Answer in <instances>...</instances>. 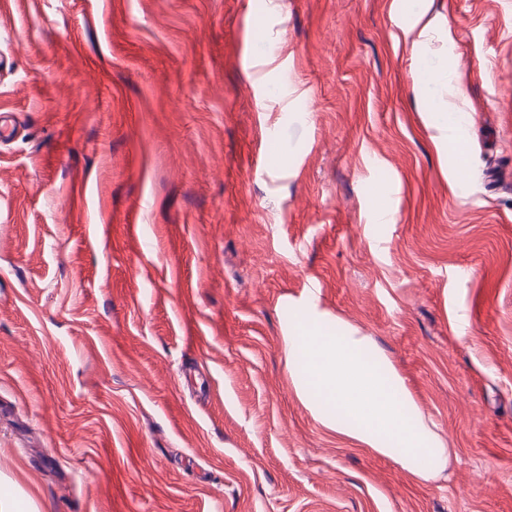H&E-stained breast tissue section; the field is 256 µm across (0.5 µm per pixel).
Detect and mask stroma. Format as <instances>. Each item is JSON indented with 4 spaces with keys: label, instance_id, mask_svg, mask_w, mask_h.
I'll list each match as a JSON object with an SVG mask.
<instances>
[{
    "label": "stroma",
    "instance_id": "1",
    "mask_svg": "<svg viewBox=\"0 0 512 512\" xmlns=\"http://www.w3.org/2000/svg\"><path fill=\"white\" fill-rule=\"evenodd\" d=\"M0 111L14 512H512V0H0ZM305 310L442 476L323 424Z\"/></svg>",
    "mask_w": 512,
    "mask_h": 512
}]
</instances>
